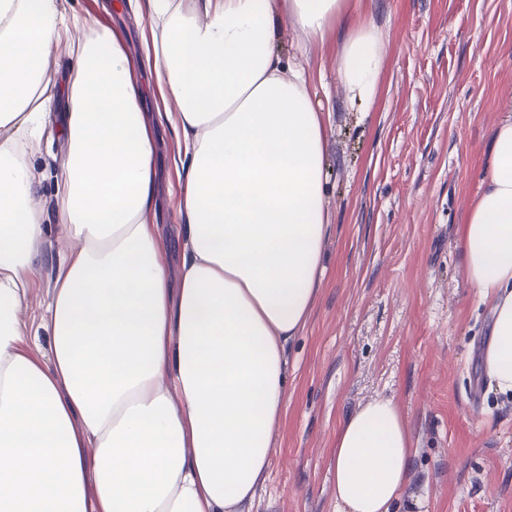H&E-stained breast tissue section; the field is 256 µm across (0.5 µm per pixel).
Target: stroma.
I'll return each instance as SVG.
<instances>
[{
	"instance_id": "obj_1",
	"label": "stroma",
	"mask_w": 512,
	"mask_h": 512,
	"mask_svg": "<svg viewBox=\"0 0 512 512\" xmlns=\"http://www.w3.org/2000/svg\"><path fill=\"white\" fill-rule=\"evenodd\" d=\"M114 4L62 0V9L119 34L140 67L148 14ZM354 15L386 38L378 93L367 107L345 95L335 41L310 45L302 56L291 22L277 27L283 62L307 69L314 97L331 112L332 230L317 302L287 346V413L250 512H336V432L377 395L398 402L417 444L399 512H512V401L498 397L481 370L490 313L468 282L457 233L486 180L493 128L512 114V0H356ZM71 66L59 52L50 75L55 111L30 157L47 261L22 319L43 355L51 338L41 314L61 258L60 90ZM157 138L155 221L172 240L179 231L178 137L162 123Z\"/></svg>"
}]
</instances>
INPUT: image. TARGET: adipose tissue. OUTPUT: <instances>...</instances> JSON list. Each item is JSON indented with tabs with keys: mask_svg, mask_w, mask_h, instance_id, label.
Masks as SVG:
<instances>
[{
	"mask_svg": "<svg viewBox=\"0 0 512 512\" xmlns=\"http://www.w3.org/2000/svg\"><path fill=\"white\" fill-rule=\"evenodd\" d=\"M353 0H147L145 59L182 140L179 244L153 222L156 122L119 36L61 0H0V512H242L286 414V346L305 327L330 235L328 114L276 27L345 37L336 72L374 101L385 40ZM67 156L58 263L43 326L21 313L44 261L30 154L53 110L60 43ZM467 278L491 313L481 365L512 399V116L495 126L487 185L459 227ZM416 452L399 404L377 396L336 433V512H394Z\"/></svg>",
	"mask_w": 512,
	"mask_h": 512,
	"instance_id": "obj_1",
	"label": "adipose tissue"
}]
</instances>
